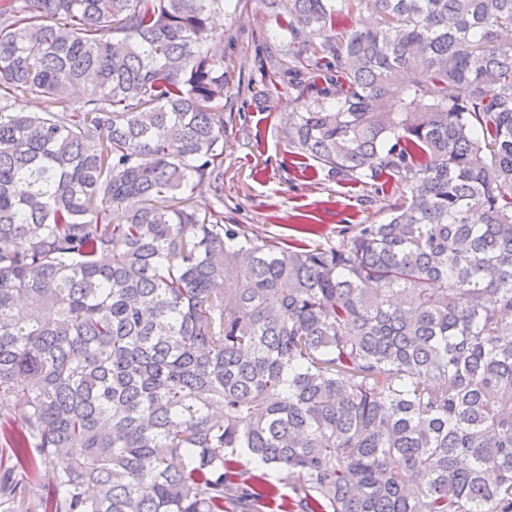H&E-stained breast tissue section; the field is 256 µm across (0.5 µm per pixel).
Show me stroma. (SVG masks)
<instances>
[{"label":"stroma","mask_w":512,"mask_h":512,"mask_svg":"<svg viewBox=\"0 0 512 512\" xmlns=\"http://www.w3.org/2000/svg\"><path fill=\"white\" fill-rule=\"evenodd\" d=\"M287 0H230L209 27L224 57V198L199 191L200 212L222 208L224 221L251 236L333 245L357 224L386 222L403 187L382 192L336 177L288 139V115L313 74L288 45Z\"/></svg>","instance_id":"stroma-1"}]
</instances>
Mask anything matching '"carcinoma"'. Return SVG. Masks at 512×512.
I'll list each match as a JSON object with an SVG mask.
<instances>
[{
	"instance_id": "1",
	"label": "carcinoma",
	"mask_w": 512,
	"mask_h": 512,
	"mask_svg": "<svg viewBox=\"0 0 512 512\" xmlns=\"http://www.w3.org/2000/svg\"><path fill=\"white\" fill-rule=\"evenodd\" d=\"M288 5L334 246L192 205L224 0H0V512H512V0Z\"/></svg>"
}]
</instances>
